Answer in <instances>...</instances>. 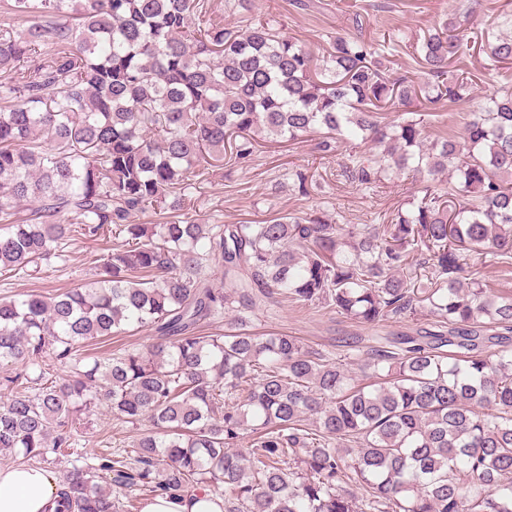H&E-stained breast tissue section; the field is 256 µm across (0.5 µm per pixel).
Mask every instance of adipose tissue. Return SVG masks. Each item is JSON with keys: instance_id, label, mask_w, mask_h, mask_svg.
I'll list each match as a JSON object with an SVG mask.
<instances>
[{"instance_id": "obj_1", "label": "adipose tissue", "mask_w": 512, "mask_h": 512, "mask_svg": "<svg viewBox=\"0 0 512 512\" xmlns=\"http://www.w3.org/2000/svg\"><path fill=\"white\" fill-rule=\"evenodd\" d=\"M62 490L53 470L25 464L0 467V512H54Z\"/></svg>"}]
</instances>
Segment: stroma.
<instances>
[{"label": "stroma", "instance_id": "stroma-1", "mask_svg": "<svg viewBox=\"0 0 512 512\" xmlns=\"http://www.w3.org/2000/svg\"><path fill=\"white\" fill-rule=\"evenodd\" d=\"M209 3L215 14L223 16L225 25L241 28L255 19H264L313 51L322 49L339 34L376 46L389 35L403 36L406 48L394 55L382 53L380 61L388 74H408L418 85L430 82L431 77L419 66L411 47L446 20L450 11L467 14L471 23L482 29L493 27L501 13L512 14V0H246L237 6L231 0ZM484 60V54L476 53L461 61V69L478 76L481 84L476 93L467 94L451 107L426 111L427 138L441 132L459 133L479 101L502 89L501 78L485 69ZM320 140V134L309 133L292 142L259 146L246 161L214 168L193 189L190 202L178 211V219L243 224L286 213H313L330 224H386L421 188L420 183L409 180L398 184L384 180L368 188L358 185L343 173V152L322 158ZM296 170L305 174V186L294 181L292 173ZM111 245L108 237L72 238L65 259L42 261L34 275H0V298L30 291H61L92 278L95 255ZM432 321L429 313L420 311L371 327L330 309L291 306H269L253 317L258 330L297 336L312 348L335 353L354 339L367 347L377 346L393 336L415 334ZM134 436L131 426L110 418L102 407L83 416L77 426L83 452L101 448L106 438L118 442Z\"/></svg>", "mask_w": 512, "mask_h": 512}]
</instances>
